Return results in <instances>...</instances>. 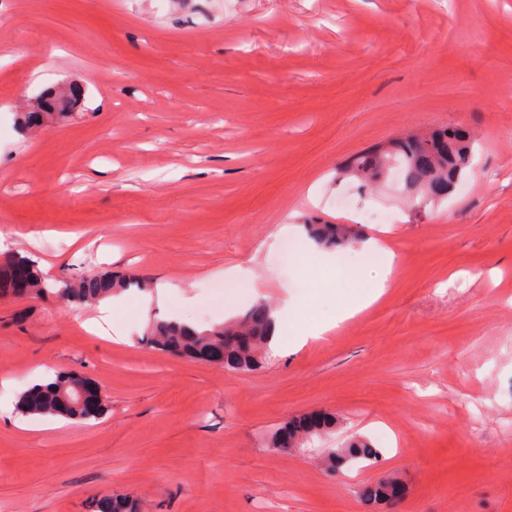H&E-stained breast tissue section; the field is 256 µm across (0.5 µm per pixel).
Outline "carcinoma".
<instances>
[{"label": "carcinoma", "mask_w": 512, "mask_h": 512, "mask_svg": "<svg viewBox=\"0 0 512 512\" xmlns=\"http://www.w3.org/2000/svg\"><path fill=\"white\" fill-rule=\"evenodd\" d=\"M473 140L464 134H452L448 128H438L423 137L410 134L392 141L389 151L370 149L355 156L347 166L348 174L363 186L383 175L382 169L398 168L411 193H427L431 200L448 197L462 175L469 169ZM309 232L323 247H342L356 240L358 233L348 224H310ZM30 280L31 297H54L67 305L89 303L146 284L138 278L120 275H92L81 279L61 277L48 282L27 259H13L0 265V293L10 294L19 274ZM272 308L259 302L235 318V323L223 322L206 329H196L178 320L153 321L145 332L146 341L154 348L190 359H210L212 349L224 348V366L236 370H251L261 355L269 352ZM80 381L76 372L58 374L44 385H33L19 397L18 411L23 415H49L73 420L98 417L103 408L86 411L78 405L63 408L58 395L70 392ZM379 453L364 440H353L328 456V468L334 470L346 463L377 462ZM387 482L365 487L361 498L387 499ZM98 512H132L133 504L121 496H108L97 501Z\"/></svg>", "instance_id": "carcinoma-1"}]
</instances>
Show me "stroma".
Masks as SVG:
<instances>
[{
    "label": "stroma",
    "instance_id": "obj_1",
    "mask_svg": "<svg viewBox=\"0 0 512 512\" xmlns=\"http://www.w3.org/2000/svg\"><path fill=\"white\" fill-rule=\"evenodd\" d=\"M65 81L85 86L80 116L22 132ZM445 124L475 144L443 201L340 173ZM344 191L352 207L333 206ZM308 222L388 237L385 295L256 371L144 341L154 319L206 327L261 300L331 316L321 262L345 278L360 248H320ZM0 232V264L154 295L124 292L117 337L84 328L95 305L0 296V512L113 494L138 512H512V0H0ZM68 370L105 390L103 416L18 412ZM313 411L336 432L270 448ZM355 437L379 462L329 470ZM391 479L401 498H359Z\"/></svg>",
    "mask_w": 512,
    "mask_h": 512
}]
</instances>
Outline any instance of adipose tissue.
Instances as JSON below:
<instances>
[{
    "mask_svg": "<svg viewBox=\"0 0 512 512\" xmlns=\"http://www.w3.org/2000/svg\"><path fill=\"white\" fill-rule=\"evenodd\" d=\"M385 288V282L381 279L374 282L370 288H361L356 270H349L343 286L334 290L336 311L331 318L319 322L295 321L292 335L285 337L278 333L274 334L272 342L277 346L284 344L296 348L303 347L308 341L319 339L338 328L340 324L377 301Z\"/></svg>",
    "mask_w": 512,
    "mask_h": 512,
    "instance_id": "ef3b65f1",
    "label": "adipose tissue"
}]
</instances>
